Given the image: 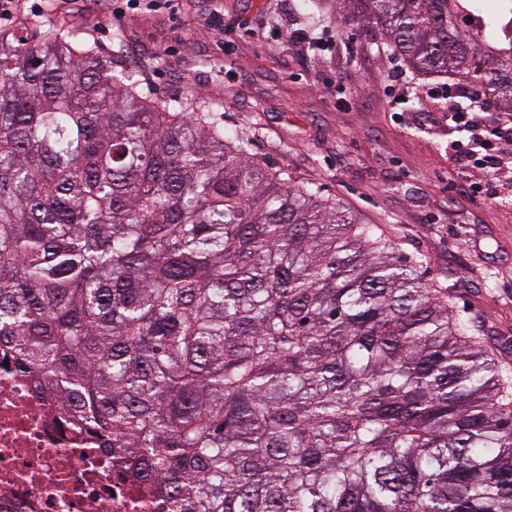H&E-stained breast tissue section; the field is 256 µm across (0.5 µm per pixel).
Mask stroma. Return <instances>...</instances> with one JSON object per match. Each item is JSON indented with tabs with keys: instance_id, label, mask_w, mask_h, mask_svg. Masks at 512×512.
<instances>
[{
	"instance_id": "stroma-1",
	"label": "stroma",
	"mask_w": 512,
	"mask_h": 512,
	"mask_svg": "<svg viewBox=\"0 0 512 512\" xmlns=\"http://www.w3.org/2000/svg\"><path fill=\"white\" fill-rule=\"evenodd\" d=\"M179 2L173 14L117 18L110 0H87L84 18L48 5L39 17L85 28L91 46L158 97L194 93L244 132L256 157L377 225L397 255L421 259L426 285L452 288L453 311L480 323L512 385V203L472 200L448 161L441 106L425 97L411 106L416 87L444 79L410 73V90L395 99L390 74L405 61L376 27L345 20L340 0H320L317 23L296 0ZM216 12L224 30L203 28ZM288 29L316 49L296 55ZM348 37L357 52L324 51Z\"/></svg>"
}]
</instances>
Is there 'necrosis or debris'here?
Instances as JSON below:
<instances>
[{
  "label": "necrosis or debris",
  "mask_w": 512,
  "mask_h": 512,
  "mask_svg": "<svg viewBox=\"0 0 512 512\" xmlns=\"http://www.w3.org/2000/svg\"><path fill=\"white\" fill-rule=\"evenodd\" d=\"M0 512H160L0 351Z\"/></svg>",
  "instance_id": "necrosis-or-debris-1"
}]
</instances>
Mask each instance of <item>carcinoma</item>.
Listing matches in <instances>:
<instances>
[{"label": "carcinoma", "instance_id": "carcinoma-1", "mask_svg": "<svg viewBox=\"0 0 512 512\" xmlns=\"http://www.w3.org/2000/svg\"><path fill=\"white\" fill-rule=\"evenodd\" d=\"M483 2L341 0L512 112ZM61 31L0 30V348L38 392L176 512H512V395L447 294Z\"/></svg>", "mask_w": 512, "mask_h": 512}]
</instances>
